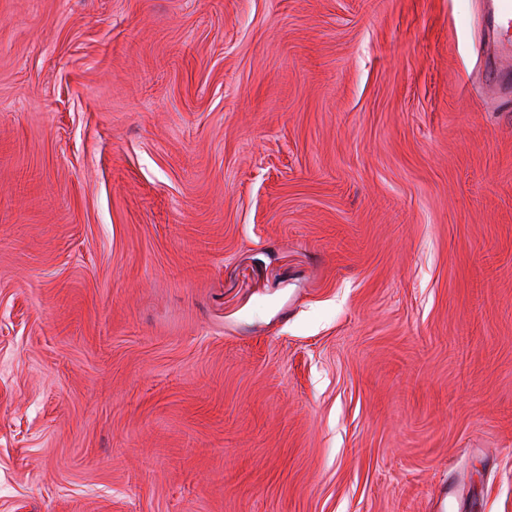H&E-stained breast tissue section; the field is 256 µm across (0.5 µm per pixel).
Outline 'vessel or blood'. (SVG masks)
Masks as SVG:
<instances>
[{
  "mask_svg": "<svg viewBox=\"0 0 512 512\" xmlns=\"http://www.w3.org/2000/svg\"><path fill=\"white\" fill-rule=\"evenodd\" d=\"M484 28L488 84L507 104L512 102V0H486Z\"/></svg>",
  "mask_w": 512,
  "mask_h": 512,
  "instance_id": "obj_1",
  "label": "vessel or blood"
}]
</instances>
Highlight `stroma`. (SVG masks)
Listing matches in <instances>:
<instances>
[{"label": "stroma", "mask_w": 512, "mask_h": 512, "mask_svg": "<svg viewBox=\"0 0 512 512\" xmlns=\"http://www.w3.org/2000/svg\"><path fill=\"white\" fill-rule=\"evenodd\" d=\"M482 15L0 0V512H512Z\"/></svg>", "instance_id": "obj_1"}]
</instances>
